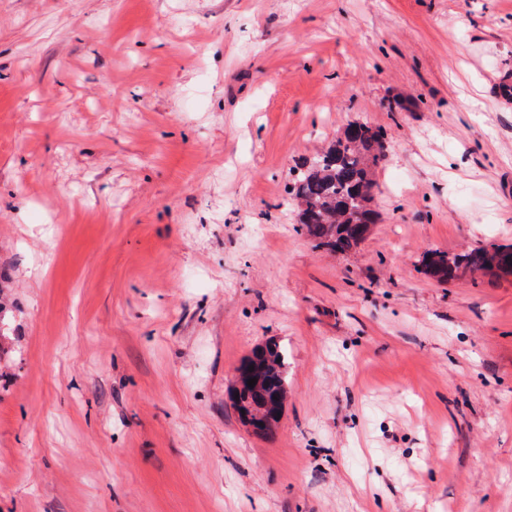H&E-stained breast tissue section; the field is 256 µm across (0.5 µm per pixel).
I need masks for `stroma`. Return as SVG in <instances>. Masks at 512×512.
<instances>
[{"label":"stroma","instance_id":"35a3bbf8","mask_svg":"<svg viewBox=\"0 0 512 512\" xmlns=\"http://www.w3.org/2000/svg\"><path fill=\"white\" fill-rule=\"evenodd\" d=\"M352 123L341 255L285 188ZM510 241L512 0H0V512H512V275L420 270ZM385 151L381 128L348 125L287 187V195L297 201L298 230L315 247L346 254L367 238L376 219L374 176ZM250 366L254 367L253 371H249ZM237 371L243 375V384L241 388H234V393H238V398H235L236 408L245 421L249 414L258 415L264 412L266 396L286 394V358L276 346L256 348L251 356L244 359ZM251 378L257 379L254 387L247 384Z\"/></svg>","mask_w":512,"mask_h":512}]
</instances>
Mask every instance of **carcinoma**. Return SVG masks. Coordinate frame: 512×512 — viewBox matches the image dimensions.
<instances>
[{
	"instance_id": "carcinoma-1",
	"label": "carcinoma",
	"mask_w": 512,
	"mask_h": 512,
	"mask_svg": "<svg viewBox=\"0 0 512 512\" xmlns=\"http://www.w3.org/2000/svg\"><path fill=\"white\" fill-rule=\"evenodd\" d=\"M385 156L381 128L351 124L287 187V195L297 201L299 231L315 247L346 254L366 239L376 219L371 208L377 187L375 172ZM422 270L438 283H449L475 271L512 275V260H498L488 248L460 253L432 250L423 258ZM238 371L244 384L234 392L243 419L263 413L266 396L286 393V358L275 346L256 348ZM251 378L257 379L253 387L246 384Z\"/></svg>"
}]
</instances>
